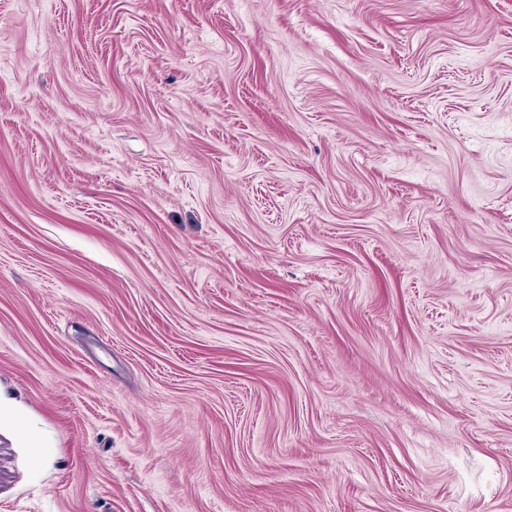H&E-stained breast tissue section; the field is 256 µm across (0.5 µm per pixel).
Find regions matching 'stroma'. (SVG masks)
Returning <instances> with one entry per match:
<instances>
[{
    "label": "stroma",
    "instance_id": "35a3bbf8",
    "mask_svg": "<svg viewBox=\"0 0 512 512\" xmlns=\"http://www.w3.org/2000/svg\"><path fill=\"white\" fill-rule=\"evenodd\" d=\"M0 512H512V0H0Z\"/></svg>",
    "mask_w": 512,
    "mask_h": 512
}]
</instances>
